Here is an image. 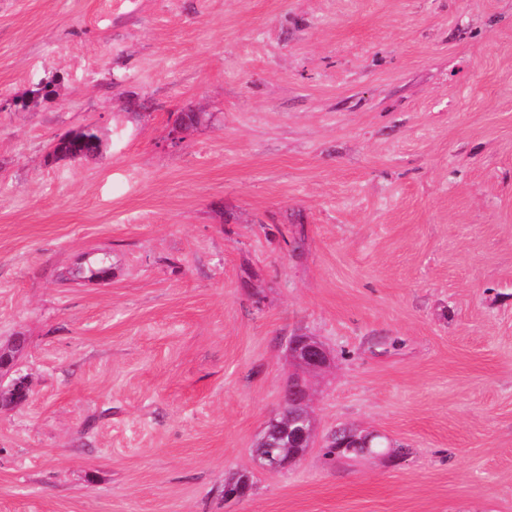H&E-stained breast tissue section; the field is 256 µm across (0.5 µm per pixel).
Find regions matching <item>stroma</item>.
<instances>
[{
  "mask_svg": "<svg viewBox=\"0 0 512 512\" xmlns=\"http://www.w3.org/2000/svg\"><path fill=\"white\" fill-rule=\"evenodd\" d=\"M18 337L0 512H512V0H0ZM299 374L315 439L263 470ZM289 356L294 363L306 372H317L329 364V356L323 346L311 337L289 344Z\"/></svg>",
  "mask_w": 512,
  "mask_h": 512,
  "instance_id": "obj_1",
  "label": "stroma"
}]
</instances>
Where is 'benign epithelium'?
Segmentation results:
<instances>
[{"mask_svg":"<svg viewBox=\"0 0 512 512\" xmlns=\"http://www.w3.org/2000/svg\"><path fill=\"white\" fill-rule=\"evenodd\" d=\"M22 346L16 341L10 348H0V394L9 401L20 404L29 397L28 383L23 378H10L16 364V351ZM289 356L306 372H317L329 364V356L323 346L311 337H305L289 345ZM287 404L298 409L297 414L283 412L267 422L261 442L268 452L259 455V465L268 471H281L299 460L301 448L312 447L314 438L313 415L308 406L307 388L301 378L296 386L288 389Z\"/></svg>","mask_w":512,"mask_h":512,"instance_id":"obj_1","label":"benign epithelium"}]
</instances>
